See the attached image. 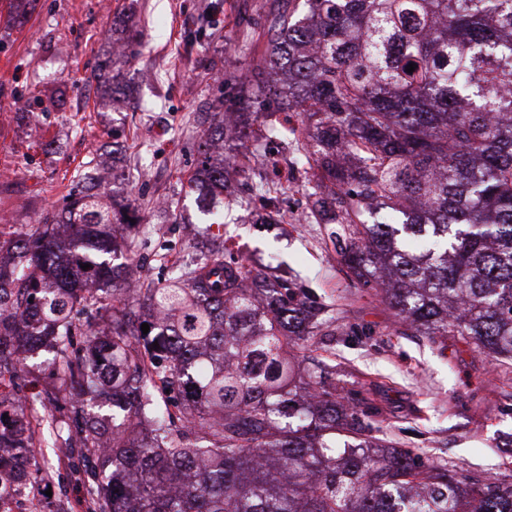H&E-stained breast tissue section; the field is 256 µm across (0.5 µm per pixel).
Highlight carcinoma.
<instances>
[{"label":"carcinoma","instance_id":"cac0c4a2","mask_svg":"<svg viewBox=\"0 0 512 512\" xmlns=\"http://www.w3.org/2000/svg\"><path fill=\"white\" fill-rule=\"evenodd\" d=\"M306 4L273 18L262 64L213 101L191 189L220 220L227 170L265 163L226 117L257 118L261 100L294 113L300 130L267 137L300 134L313 195L334 189L330 237L352 286L409 330L512 360V0ZM101 168L86 162L32 230H0V370L51 343L57 379L24 401L0 391V449L20 477L41 472V423L23 403L50 416L65 401L88 512H512L511 474L474 479L381 448L336 372L301 368L294 351L328 335V310L297 280L246 288L262 272L212 241L127 293L132 243L112 225L140 218ZM383 207L403 220L365 219ZM77 305L91 320L74 321Z\"/></svg>","mask_w":512,"mask_h":512}]
</instances>
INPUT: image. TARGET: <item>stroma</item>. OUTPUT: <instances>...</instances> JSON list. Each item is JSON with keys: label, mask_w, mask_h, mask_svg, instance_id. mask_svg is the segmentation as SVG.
I'll list each match as a JSON object with an SVG mask.
<instances>
[{"label": "stroma", "mask_w": 512, "mask_h": 512, "mask_svg": "<svg viewBox=\"0 0 512 512\" xmlns=\"http://www.w3.org/2000/svg\"><path fill=\"white\" fill-rule=\"evenodd\" d=\"M36 0V7L0 38V227L36 223L61 206L73 177L90 158L115 152L109 187L142 217L132 235V276L166 277L170 261L198 257L204 238L239 242L249 263L287 264L331 307V333L317 337L310 359L334 366L346 395L368 399L384 438L449 470L495 477L512 472V362L494 359L458 336L431 338L397 324L379 297L354 288L329 238L325 216L301 224H249L248 185L271 180L262 166L239 177L223 223L201 212L188 181L199 137L212 122L210 103L226 94L223 79L261 61L274 14L301 17L305 0H224L210 23L204 0ZM133 22L135 52L117 59L134 91L131 104L102 103L90 77L108 54V31ZM66 90V103L52 97ZM291 182L279 200L312 204L311 172L296 141L276 157ZM275 166V167H276ZM66 407L39 450L47 460L42 488L54 512H87L89 487L79 449L56 433Z\"/></svg>", "instance_id": "stroma-1"}]
</instances>
